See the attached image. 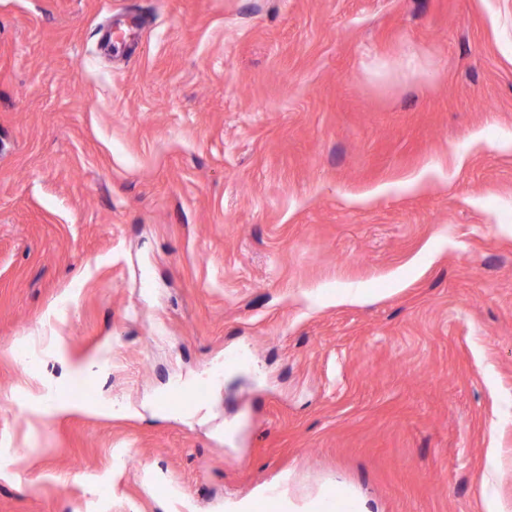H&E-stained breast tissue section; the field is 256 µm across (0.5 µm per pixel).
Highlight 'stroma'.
I'll return each mask as SVG.
<instances>
[{"mask_svg": "<svg viewBox=\"0 0 512 512\" xmlns=\"http://www.w3.org/2000/svg\"><path fill=\"white\" fill-rule=\"evenodd\" d=\"M1 402L0 512H512V0H0ZM54 347L55 354L66 362L68 371L72 376L98 377L101 374L102 368L98 354H91L77 360H72L66 354L65 347L59 339L55 341Z\"/></svg>", "mask_w": 512, "mask_h": 512, "instance_id": "1", "label": "stroma"}]
</instances>
